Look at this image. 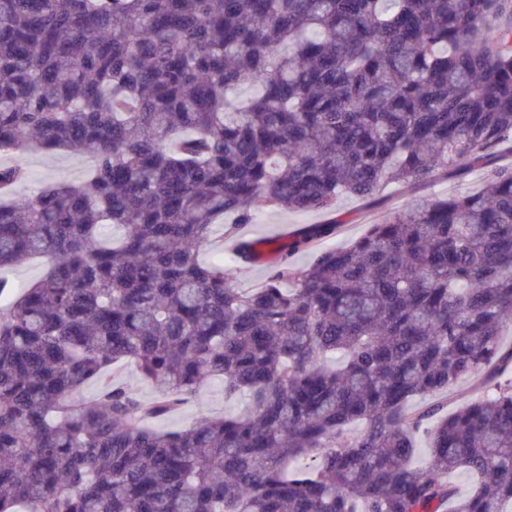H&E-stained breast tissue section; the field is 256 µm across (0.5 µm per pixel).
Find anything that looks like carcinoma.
Returning <instances> with one entry per match:
<instances>
[{
    "label": "carcinoma",
    "instance_id": "1",
    "mask_svg": "<svg viewBox=\"0 0 512 512\" xmlns=\"http://www.w3.org/2000/svg\"><path fill=\"white\" fill-rule=\"evenodd\" d=\"M508 144L512 0H0V269L47 260L0 303V512H505ZM39 150L92 171L16 193ZM474 171L300 268L336 225L237 235ZM214 378L243 413L145 425ZM481 185L482 176L479 172L448 176V178L438 176L427 185L418 187L416 191L411 192V195L473 193L479 190ZM276 256H270L265 262L246 266L237 273V280L242 288H254L263 282L272 272ZM109 375L113 383L123 385L133 390L141 399L149 400L155 395L153 388L144 383L128 365L117 363L111 366Z\"/></svg>",
    "mask_w": 512,
    "mask_h": 512
}]
</instances>
